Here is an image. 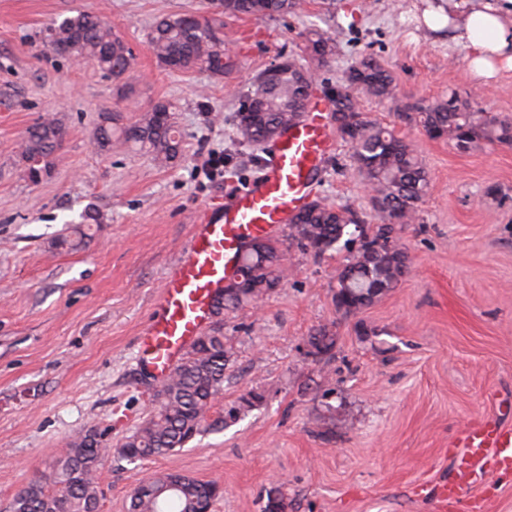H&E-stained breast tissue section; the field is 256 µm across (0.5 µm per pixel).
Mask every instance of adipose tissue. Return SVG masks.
Listing matches in <instances>:
<instances>
[{
    "label": "adipose tissue",
    "instance_id": "obj_1",
    "mask_svg": "<svg viewBox=\"0 0 512 512\" xmlns=\"http://www.w3.org/2000/svg\"><path fill=\"white\" fill-rule=\"evenodd\" d=\"M425 20L471 49L470 66L477 78L487 81L499 65L512 67V0H448L447 13L432 10Z\"/></svg>",
    "mask_w": 512,
    "mask_h": 512
}]
</instances>
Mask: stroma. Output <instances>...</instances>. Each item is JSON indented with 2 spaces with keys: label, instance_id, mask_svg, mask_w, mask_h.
Instances as JSON below:
<instances>
[{
  "label": "stroma",
  "instance_id": "35a3bbf8",
  "mask_svg": "<svg viewBox=\"0 0 512 512\" xmlns=\"http://www.w3.org/2000/svg\"><path fill=\"white\" fill-rule=\"evenodd\" d=\"M427 0H301L296 12L225 19L226 75L174 71L148 34L169 13L213 15L211 0H0V512L31 480H49L79 434H101L113 453L97 472L100 512H127L150 473L176 470L224 490L212 512H438L418 492L448 472V443L497 400L512 399V144L459 152L364 100L394 125L428 172L415 223L397 236L406 276L372 306L336 308L342 255L282 249L290 275L258 304L225 314L231 357L210 418L248 392L262 401L223 430L143 463L118 460L158 406L136 339L153 314L165 268L179 258L196 213L260 172L263 150L234 142L231 116L252 78L280 57L301 58L304 34L331 33L335 53L318 83L343 80L371 56L399 98L456 93L512 120V69L475 78L468 47L424 22ZM79 12L110 23L134 64L112 80L92 63L54 53L45 29ZM170 103L181 155L162 162L128 144L99 149L104 111L134 123ZM52 117L64 135L51 171L31 182L20 146ZM224 174L204 173L208 155ZM316 199L378 218L342 139L319 175ZM95 221H87V214ZM82 237L79 248L58 246ZM327 329L330 354L308 338Z\"/></svg>",
  "mask_w": 512,
  "mask_h": 512
}]
</instances>
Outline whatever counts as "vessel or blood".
I'll return each mask as SVG.
<instances>
[{
    "mask_svg": "<svg viewBox=\"0 0 512 512\" xmlns=\"http://www.w3.org/2000/svg\"><path fill=\"white\" fill-rule=\"evenodd\" d=\"M327 110L325 103L310 102L301 120L275 139L259 178L195 217L180 258L165 271L157 312L138 338L141 365L156 381L172 374L209 326L212 300L236 275L245 244L281 234L308 203L316 174L332 150ZM448 456V475L431 486L432 496L442 512H483V499L465 492L512 474V423L497 414L472 420L449 442Z\"/></svg>",
    "mask_w": 512,
    "mask_h": 512,
    "instance_id": "obj_1",
    "label": "vessel or blood"
}]
</instances>
